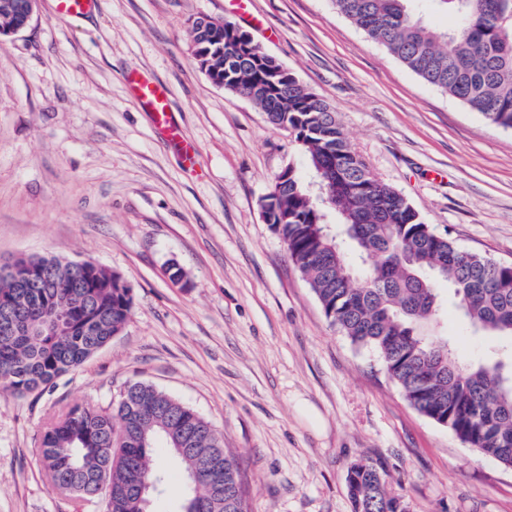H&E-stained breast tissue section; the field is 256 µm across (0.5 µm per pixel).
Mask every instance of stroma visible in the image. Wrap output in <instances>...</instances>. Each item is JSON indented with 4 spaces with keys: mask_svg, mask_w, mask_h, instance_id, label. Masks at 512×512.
I'll return each instance as SVG.
<instances>
[{
    "mask_svg": "<svg viewBox=\"0 0 512 512\" xmlns=\"http://www.w3.org/2000/svg\"><path fill=\"white\" fill-rule=\"evenodd\" d=\"M248 31L329 103L371 172L438 234L512 263V131L421 80L332 0H101L0 37V260L92 261L131 288L124 330L32 395L0 389V512H103L60 492L42 430L76 403L113 409L146 382L209 421L248 480L250 512H351L354 462L380 463L409 512H512V468L420 415L378 353L326 318L261 202L301 147L251 101L213 84L188 22ZM148 69L198 148L158 139L126 72ZM184 273L171 277L172 267ZM457 354L492 358L452 303L438 323ZM195 20L196 19L194 18L191 21L190 35L192 38V56L196 62H199L202 59V56L197 54L198 46L205 43L207 39L210 38V34L214 32L219 26L224 28L225 23L228 21L222 20L220 22H217L216 20L206 15L198 16V20L196 21V26L198 28V40L197 42H193L195 33Z\"/></svg>",
    "mask_w": 512,
    "mask_h": 512,
    "instance_id": "stroma-1",
    "label": "stroma"
}]
</instances>
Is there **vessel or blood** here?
Masks as SVG:
<instances>
[{"instance_id": "obj_1", "label": "vessel or blood", "mask_w": 512, "mask_h": 512, "mask_svg": "<svg viewBox=\"0 0 512 512\" xmlns=\"http://www.w3.org/2000/svg\"><path fill=\"white\" fill-rule=\"evenodd\" d=\"M99 0H52L55 16L80 18L95 11ZM128 84L134 99L149 113L155 130L169 143L180 147L187 160H194L193 148L185 144L181 130L173 119L167 90L149 73L130 72Z\"/></svg>"}]
</instances>
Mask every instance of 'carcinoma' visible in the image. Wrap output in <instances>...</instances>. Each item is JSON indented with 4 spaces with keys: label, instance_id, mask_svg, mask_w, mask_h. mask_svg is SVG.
<instances>
[{
    "label": "carcinoma",
    "instance_id": "carcinoma-1",
    "mask_svg": "<svg viewBox=\"0 0 512 512\" xmlns=\"http://www.w3.org/2000/svg\"><path fill=\"white\" fill-rule=\"evenodd\" d=\"M444 7L456 27L440 36L419 9ZM336 10L427 84L512 131V0H334ZM204 52L207 74L222 79L241 66L236 49L218 38ZM252 75L224 88L265 112L275 127L294 135L315 181L313 194L292 164L279 173L265 201L290 257L318 298L325 316L350 341L378 352L389 377L420 414L448 427L480 454L512 467V263L461 249L434 232L354 151L336 112L257 45ZM334 231L328 232L329 215ZM47 288H18L0 278V309L20 320L50 318L60 306L72 332L22 336L0 330V387L15 394L42 392L80 367L125 327L130 289L110 287L115 274L94 270L85 282L69 262L31 256ZM448 288L475 335L492 336L510 349L492 361L460 360L448 337L432 325ZM190 448L188 455L180 449ZM165 452L189 482L181 512H248L247 482L216 429L155 387L126 386L115 409L75 404L40 441L54 486L82 498L103 497L109 512H149L150 497L164 494ZM219 485L224 495L215 499ZM352 512H406L389 491L380 467L359 461L348 469Z\"/></svg>",
    "mask_w": 512,
    "mask_h": 512
}]
</instances>
